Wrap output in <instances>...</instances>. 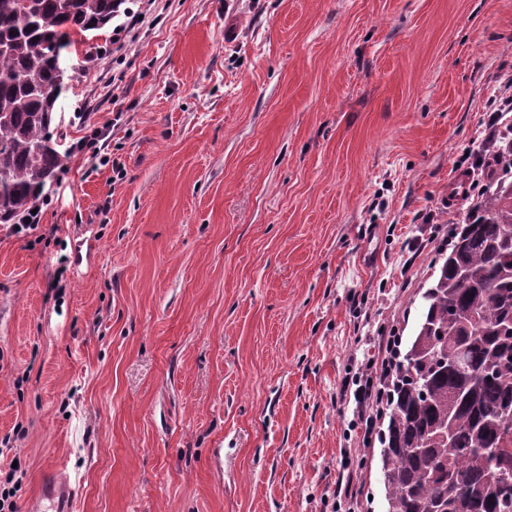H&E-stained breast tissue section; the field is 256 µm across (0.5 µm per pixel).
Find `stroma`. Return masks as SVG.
Instances as JSON below:
<instances>
[{
	"mask_svg": "<svg viewBox=\"0 0 512 512\" xmlns=\"http://www.w3.org/2000/svg\"><path fill=\"white\" fill-rule=\"evenodd\" d=\"M63 50V166L0 225V475L32 512H385L344 384L490 182L512 0H129ZM482 150L484 166L466 159ZM75 488H70L67 481L62 477L50 483L40 496L41 501H48L49 505L38 504L33 510L36 512H73L76 505Z\"/></svg>",
	"mask_w": 512,
	"mask_h": 512,
	"instance_id": "35a3bbf8",
	"label": "stroma"
}]
</instances>
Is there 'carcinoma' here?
Here are the masks:
<instances>
[{"mask_svg":"<svg viewBox=\"0 0 512 512\" xmlns=\"http://www.w3.org/2000/svg\"><path fill=\"white\" fill-rule=\"evenodd\" d=\"M126 0H0V224L32 212L63 166L47 138L64 80L51 50ZM494 163L512 170V146ZM391 371L379 430L387 512H512V181L455 225Z\"/></svg>","mask_w":512,"mask_h":512,"instance_id":"obj_1","label":"carcinoma"}]
</instances>
